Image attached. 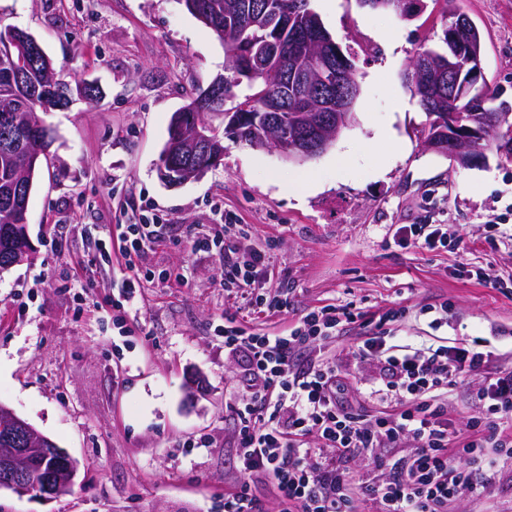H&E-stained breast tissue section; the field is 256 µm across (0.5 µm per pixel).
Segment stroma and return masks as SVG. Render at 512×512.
<instances>
[{
	"instance_id": "35a3bbf8",
	"label": "stroma",
	"mask_w": 512,
	"mask_h": 512,
	"mask_svg": "<svg viewBox=\"0 0 512 512\" xmlns=\"http://www.w3.org/2000/svg\"><path fill=\"white\" fill-rule=\"evenodd\" d=\"M335 2L310 6L355 55L351 124L302 163L225 141L221 164L172 187L157 171L170 119L226 73L213 32L181 0H0V29L29 32L62 79L103 92L43 113L53 141L28 205L35 253L0 274V403L78 460L76 486L48 501L2 491L0 512H224L240 478L233 406L244 364L216 334L228 313L273 334L311 308L351 305L361 319L321 350L339 365L381 333L398 345L481 336L512 362V159L491 151L463 167L430 150L404 77L449 18L434 4L405 21ZM450 8L483 29L486 80L512 101V0ZM150 207L169 231L145 263L176 277L146 284L122 336L110 304L121 261L95 243ZM221 210L246 225L243 250L266 253L262 285L287 295V314L255 315L220 287L223 257L193 249ZM403 224L440 225L446 247L399 245ZM390 310L396 318L379 323ZM197 371L206 382L194 396Z\"/></svg>"
}]
</instances>
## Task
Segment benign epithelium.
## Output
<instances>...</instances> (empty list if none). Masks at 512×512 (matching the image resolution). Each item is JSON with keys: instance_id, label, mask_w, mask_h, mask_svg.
I'll return each instance as SVG.
<instances>
[{"instance_id": "benign-epithelium-1", "label": "benign epithelium", "mask_w": 512, "mask_h": 512, "mask_svg": "<svg viewBox=\"0 0 512 512\" xmlns=\"http://www.w3.org/2000/svg\"><path fill=\"white\" fill-rule=\"evenodd\" d=\"M298 11L274 14L270 16L266 30L277 31L283 27L294 26L292 48L296 53L305 50L314 43L322 49L320 63L327 69L336 68L337 44L322 28L317 20L296 21ZM8 38L16 45L30 52L39 50L37 40L30 34L18 29H6ZM238 69L257 77L271 70H280L288 74V51L271 35L252 40L245 44ZM360 94L357 83L349 85L339 83L321 90L314 96V103L306 106L299 114L300 127L279 139L261 134L253 139L251 147L260 150H273L283 159L291 162H305L325 152L351 119L354 104ZM434 126H447L442 135L435 137L427 147L449 156L462 166H472L482 160V156L471 149L485 138L484 128L472 120H465L455 112H434L430 115ZM174 128L175 139L168 152L178 155H195L209 151V135L203 127L195 125L186 129L184 118L177 115ZM0 416L8 424L19 430L28 440L26 448H4L0 450V490L13 492H31V471L29 460L37 455L46 461H55V455L67 458L65 470L60 474H45L42 477L44 492L37 496L54 498L68 494L75 485L79 463L67 451L54 447V442L38 432L29 422L20 417L11 408L1 405Z\"/></svg>"}]
</instances>
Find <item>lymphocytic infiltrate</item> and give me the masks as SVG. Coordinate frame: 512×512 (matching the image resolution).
Masks as SVG:
<instances>
[{
    "label": "lymphocytic infiltrate",
    "mask_w": 512,
    "mask_h": 512,
    "mask_svg": "<svg viewBox=\"0 0 512 512\" xmlns=\"http://www.w3.org/2000/svg\"><path fill=\"white\" fill-rule=\"evenodd\" d=\"M115 239H102V259L120 254L126 275L121 297L113 301L120 335H130L122 314L145 284L168 280L154 273L143 255L160 241L158 216L119 224ZM243 230L232 222L214 225L193 241L196 250L226 255L220 285L229 294L248 296L252 311L268 315L287 311L288 303L260 287L265 256L241 251ZM351 310L328 304L310 309L284 333L253 335L224 317L220 331L228 353L244 355L243 394L235 408L240 480L224 495V512H261L251 493L252 475L263 474L280 499L282 512H359L373 501L376 512H451L463 497L483 498L497 512L491 477L512 458V366L498 364L486 339H462L454 345H396L371 336L347 353L349 370L321 360L299 366L302 349L335 336ZM370 380H362L363 371ZM477 382L474 395L483 414L458 427L448 420L444 390ZM352 389L379 405L378 414L361 413L343 400ZM405 454L389 458L385 449ZM363 458L374 478L348 467ZM486 479L473 480L476 471Z\"/></svg>",
    "instance_id": "obj_1"
}]
</instances>
